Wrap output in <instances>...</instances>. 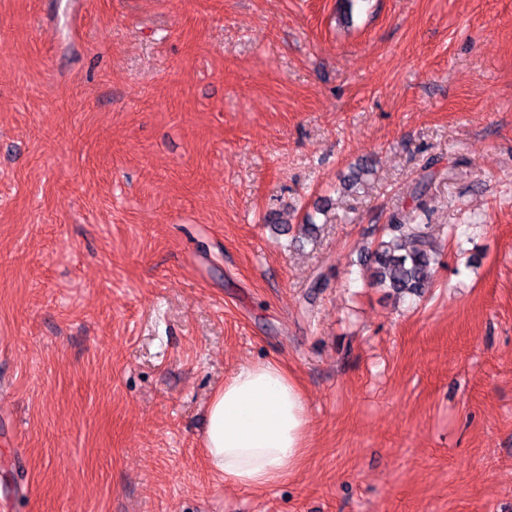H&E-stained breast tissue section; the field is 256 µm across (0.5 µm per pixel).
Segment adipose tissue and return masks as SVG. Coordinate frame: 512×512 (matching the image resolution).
<instances>
[{
    "mask_svg": "<svg viewBox=\"0 0 512 512\" xmlns=\"http://www.w3.org/2000/svg\"><path fill=\"white\" fill-rule=\"evenodd\" d=\"M304 393L275 361L236 369L211 398L204 446L211 469L245 488H266L296 473L307 455Z\"/></svg>",
    "mask_w": 512,
    "mask_h": 512,
    "instance_id": "adipose-tissue-1",
    "label": "adipose tissue"
}]
</instances>
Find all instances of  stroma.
<instances>
[{
    "label": "stroma",
    "instance_id": "stroma-1",
    "mask_svg": "<svg viewBox=\"0 0 512 512\" xmlns=\"http://www.w3.org/2000/svg\"><path fill=\"white\" fill-rule=\"evenodd\" d=\"M258 360L308 452L246 489L203 434ZM0 512H512V0H0ZM434 159L427 160L410 191L415 203L408 211H397L375 240L371 256L376 264L373 285L396 295H421L428 288L439 264L440 248L416 222L425 190L434 178Z\"/></svg>",
    "mask_w": 512,
    "mask_h": 512
}]
</instances>
